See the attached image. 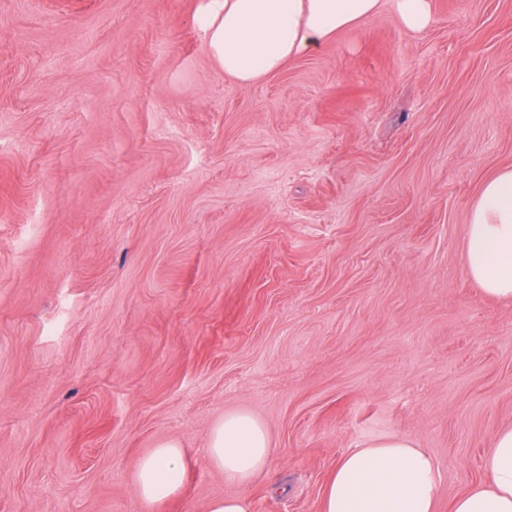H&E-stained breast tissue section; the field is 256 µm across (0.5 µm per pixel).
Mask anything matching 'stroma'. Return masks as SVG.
Listing matches in <instances>:
<instances>
[{"instance_id":"obj_1","label":"stroma","mask_w":512,"mask_h":512,"mask_svg":"<svg viewBox=\"0 0 512 512\" xmlns=\"http://www.w3.org/2000/svg\"><path fill=\"white\" fill-rule=\"evenodd\" d=\"M205 0H0V512H207L225 412L253 512H320L348 448L413 437L436 512L512 426V300L467 271L512 169V0H393L237 83ZM183 492L146 506L163 442ZM397 14L410 31H421L429 26L432 19L429 0H394ZM272 451L265 426L247 411L225 413L211 429L204 448L207 461L224 471V482L240 488L266 470ZM184 468V451L175 441L163 443L144 456L138 463L135 480L141 500L153 505L178 495L183 488Z\"/></svg>"}]
</instances>
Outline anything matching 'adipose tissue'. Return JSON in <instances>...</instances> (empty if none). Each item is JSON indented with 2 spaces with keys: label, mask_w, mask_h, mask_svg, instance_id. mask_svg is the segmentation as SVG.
<instances>
[{
  "label": "adipose tissue",
  "mask_w": 512,
  "mask_h": 512,
  "mask_svg": "<svg viewBox=\"0 0 512 512\" xmlns=\"http://www.w3.org/2000/svg\"><path fill=\"white\" fill-rule=\"evenodd\" d=\"M381 0H207L200 15L207 51L225 75L251 84L288 60L374 15ZM467 269L482 291L512 299V169L487 179L466 230ZM207 461L223 470L232 494L207 512H253L241 495L267 468L271 442L246 411L225 413L210 431ZM184 451L159 445L138 463L136 490L148 505L183 488ZM485 478L458 495L450 512H512V427L501 429L483 459ZM440 476L434 457L406 435L369 439L341 455L322 495L321 512H435Z\"/></svg>",
  "instance_id": "obj_1"
}]
</instances>
